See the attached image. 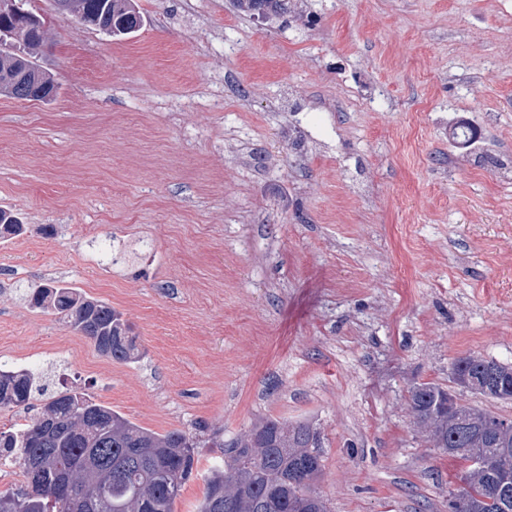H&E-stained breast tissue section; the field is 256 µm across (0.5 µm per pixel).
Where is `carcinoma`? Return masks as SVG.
Wrapping results in <instances>:
<instances>
[{"label": "carcinoma", "mask_w": 512, "mask_h": 512, "mask_svg": "<svg viewBox=\"0 0 512 512\" xmlns=\"http://www.w3.org/2000/svg\"><path fill=\"white\" fill-rule=\"evenodd\" d=\"M250 12L268 18L286 13L287 0H236ZM136 10L127 0H73V12L91 16L88 25L118 38L131 34L117 19ZM45 41H24L0 58V69L22 72L37 58ZM57 86L47 73L37 85L27 84L4 95L24 101L48 102ZM30 305L51 311L90 339L104 356L135 363L142 353L121 312L108 303L87 297L59 281L32 288ZM466 365L478 373L484 365L512 378V365L494 359L465 356L453 367ZM424 390L409 398L410 413L431 418L429 435L435 447L456 444L462 425L439 411L445 388L423 382ZM44 398V411L15 430L0 431V463L19 468L23 484L0 493V512H174L182 487L199 474L200 449L219 450L217 461L204 475L206 489L197 512H297L300 495L314 493L312 481L322 471V441L308 420L288 423L269 417L251 429L259 447L242 437L226 440L218 433L203 439L172 430L159 434L137 425L94 400L86 392L67 389L44 396L35 372L0 364V405L28 406ZM474 447L487 459L479 488L463 485L448 491V512L457 499L468 498L475 512H512L497 492L496 477L502 454L512 451V421L494 411L472 408Z\"/></svg>", "instance_id": "cac0c4a2"}]
</instances>
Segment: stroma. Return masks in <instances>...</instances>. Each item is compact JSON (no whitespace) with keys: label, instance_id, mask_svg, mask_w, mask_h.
I'll return each mask as SVG.
<instances>
[{"label":"stroma","instance_id":"stroma-1","mask_svg":"<svg viewBox=\"0 0 512 512\" xmlns=\"http://www.w3.org/2000/svg\"><path fill=\"white\" fill-rule=\"evenodd\" d=\"M135 2L124 40L54 15L55 99L0 96V362L160 434L309 420L330 512H448L407 398L512 363V0ZM53 280L140 362L32 308ZM241 8L247 11L257 13L258 15L264 13L269 19L273 17H280L286 13L285 0H236ZM29 302L36 309L61 315L107 358L124 363L142 358L122 313L102 300L87 297L64 282L50 281L32 288ZM460 364H466V366L470 369L472 373H480V368L484 365H489L495 368L498 372H500L504 379L512 378V365L508 363H500L494 359H487V358H474L471 356H465L458 358L452 367V370H454L456 367H458Z\"/></svg>","mask_w":512,"mask_h":512}]
</instances>
